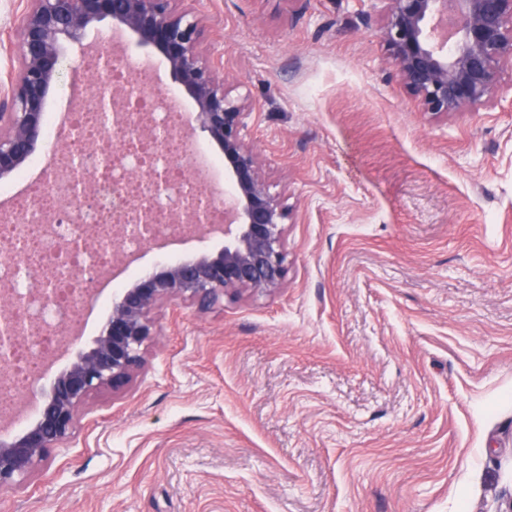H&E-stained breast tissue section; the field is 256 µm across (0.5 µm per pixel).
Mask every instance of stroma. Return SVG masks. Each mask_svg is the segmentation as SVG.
Returning a JSON list of instances; mask_svg holds the SVG:
<instances>
[{"mask_svg": "<svg viewBox=\"0 0 512 512\" xmlns=\"http://www.w3.org/2000/svg\"><path fill=\"white\" fill-rule=\"evenodd\" d=\"M219 46L287 272L165 303L0 512H503L512 500V66L420 110L381 0H184ZM94 79L78 48L46 109Z\"/></svg>", "mask_w": 512, "mask_h": 512, "instance_id": "obj_1", "label": "stroma"}]
</instances>
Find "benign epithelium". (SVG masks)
<instances>
[{"label":"benign epithelium","instance_id":"1","mask_svg":"<svg viewBox=\"0 0 512 512\" xmlns=\"http://www.w3.org/2000/svg\"><path fill=\"white\" fill-rule=\"evenodd\" d=\"M178 0H27L15 21L9 52L18 67L0 79V179L17 174L45 142L46 99L58 81L63 45L83 46L107 21L138 36L168 61L194 100L195 122L224 153L234 195L224 223L203 224L193 206L169 213L171 235L205 231L227 238L224 249L176 264L161 263L112 297L110 314L93 346L40 389V414L25 433L0 438V490L20 488L48 449L71 437L86 399L128 381L153 334L152 314L164 302L209 306L232 291H272L286 275L288 206L270 191L266 173L246 142L244 106L224 81V63L200 51L203 30ZM379 36L396 76L421 110L446 116L488 102L499 90L503 65L512 64V0H383ZM113 240L139 233L142 224L112 217ZM17 302L0 306V355L24 332Z\"/></svg>","mask_w":512,"mask_h":512}]
</instances>
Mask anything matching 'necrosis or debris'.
Wrapping results in <instances>:
<instances>
[{
    "label": "necrosis or debris",
    "instance_id": "4bbe7bcc",
    "mask_svg": "<svg viewBox=\"0 0 512 512\" xmlns=\"http://www.w3.org/2000/svg\"><path fill=\"white\" fill-rule=\"evenodd\" d=\"M85 67L99 72L103 87L121 85L118 111L148 116L154 137L146 141L128 131L129 145L119 161L106 163L113 142L111 126L100 123L97 112L87 106L71 109L68 150L57 156L54 181L29 182L15 197L10 214H0V288L22 302L28 325L47 330L43 336L23 337L9 361L0 364L20 389L42 370V359L53 347L52 329L81 319L69 293L73 282L96 288L102 270L112 261L111 250L90 243L88 237L106 223L114 200H122L128 211L140 202L151 212L166 215L194 200L200 192L197 178L208 175L200 146L184 143L172 148L183 115L164 96L147 93L152 75L146 68L132 67L116 56L103 70L95 54L87 56ZM74 168L97 176L94 193L83 198L77 210L69 201ZM38 269L50 273L47 291L33 286Z\"/></svg>",
    "mask_w": 512,
    "mask_h": 512
}]
</instances>
